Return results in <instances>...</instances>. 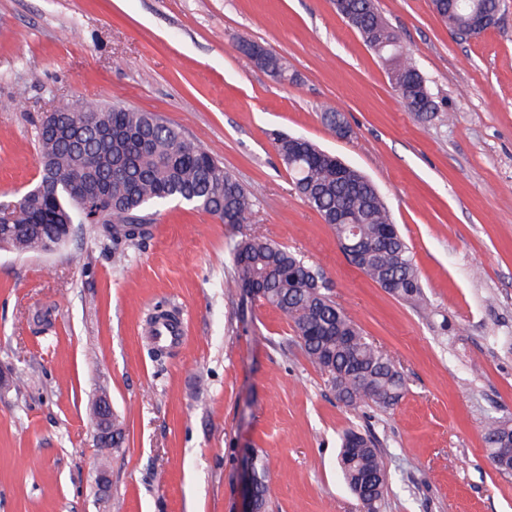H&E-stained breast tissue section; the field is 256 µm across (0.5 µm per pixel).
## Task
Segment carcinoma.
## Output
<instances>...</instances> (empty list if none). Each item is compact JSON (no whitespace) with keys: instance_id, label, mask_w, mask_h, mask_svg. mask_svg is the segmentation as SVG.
Segmentation results:
<instances>
[{"instance_id":"cac0c4a2","label":"carcinoma","mask_w":512,"mask_h":512,"mask_svg":"<svg viewBox=\"0 0 512 512\" xmlns=\"http://www.w3.org/2000/svg\"><path fill=\"white\" fill-rule=\"evenodd\" d=\"M500 0H457L444 21L462 33L472 31L475 13L491 17ZM349 26L373 50L400 46L372 0H352ZM404 106L423 120L437 112L421 71L403 50L380 55ZM67 121L84 126L89 113H100L112 129L104 144L87 128L80 140L84 153L96 159L95 179L109 181L111 200L103 204L98 223L114 239L131 240L151 223L150 210L170 201L187 202L226 224H242L254 199L208 151L187 141L180 130L148 112L121 106L81 104L65 108ZM56 122L49 113L37 128L40 182L57 188L39 207H24L18 218L0 223V249L17 253L40 251L50 237L65 244L66 226L79 219L71 185L85 178L75 145L50 132ZM277 151L290 171L298 193L329 225L336 237L365 245L350 263L389 294L404 301L423 299L421 277L407 242L374 184L356 169L339 172L313 143L298 145L292 137L277 139ZM235 284L247 295L283 312L294 324L308 360L327 376L336 399L354 409H393L408 391L396 360L364 336L361 328L336 303L323 273L298 254L260 238H245L232 249ZM488 453L512 442V422L491 416L484 429ZM260 512H272L270 479L264 457L250 458ZM338 464L361 512H383L388 475L378 442L371 433L345 432Z\"/></svg>"}]
</instances>
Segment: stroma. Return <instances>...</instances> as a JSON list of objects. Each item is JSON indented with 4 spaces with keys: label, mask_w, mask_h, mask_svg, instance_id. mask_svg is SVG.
<instances>
[{
    "label": "stroma",
    "mask_w": 512,
    "mask_h": 512,
    "mask_svg": "<svg viewBox=\"0 0 512 512\" xmlns=\"http://www.w3.org/2000/svg\"><path fill=\"white\" fill-rule=\"evenodd\" d=\"M375 4L439 105L431 121L403 107L334 0H0V205L39 179L42 118L82 101L161 117L254 194L242 224L171 202L132 240L86 224L51 253L0 250V512H234L252 448L274 512H361L337 464L351 428L379 440L386 512H512V474L482 438L488 417L512 419V0L478 36L432 0ZM242 39L285 60L288 80L238 52ZM327 105L350 138L323 121ZM279 133L376 185L425 307L348 262L295 192ZM245 235L319 267L400 360L408 391L393 411L339 402L288 317L234 288ZM170 309L185 337L160 351L142 328ZM102 387L119 449L100 447L88 419Z\"/></svg>",
    "instance_id": "obj_1"
}]
</instances>
